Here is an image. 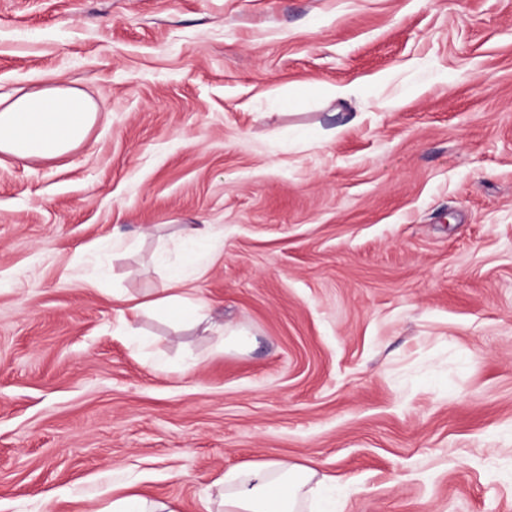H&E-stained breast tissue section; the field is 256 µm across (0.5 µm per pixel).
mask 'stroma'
Listing matches in <instances>:
<instances>
[{
  "label": "stroma",
  "instance_id": "obj_1",
  "mask_svg": "<svg viewBox=\"0 0 512 512\" xmlns=\"http://www.w3.org/2000/svg\"><path fill=\"white\" fill-rule=\"evenodd\" d=\"M47 78L98 118L0 155V512L266 460L512 512V0H0V92ZM177 266L218 328L120 316ZM208 235L209 231H204L197 227L185 226L182 229V237L188 263L195 262L196 250L204 244L208 238Z\"/></svg>",
  "mask_w": 512,
  "mask_h": 512
}]
</instances>
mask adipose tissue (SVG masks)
<instances>
[{"instance_id": "ef3b65f1", "label": "adipose tissue", "mask_w": 512, "mask_h": 512, "mask_svg": "<svg viewBox=\"0 0 512 512\" xmlns=\"http://www.w3.org/2000/svg\"><path fill=\"white\" fill-rule=\"evenodd\" d=\"M96 117L86 93L54 80L0 93V153L20 160L67 155L87 138ZM168 280L169 294L153 299V306L189 320L202 318L206 305L186 297L182 271L172 269ZM219 482L223 512H301L307 497L315 500L316 512H338L333 488L305 465L261 461L225 471Z\"/></svg>"}]
</instances>
